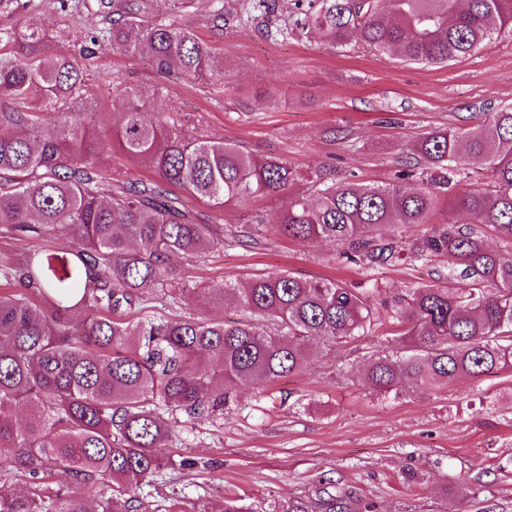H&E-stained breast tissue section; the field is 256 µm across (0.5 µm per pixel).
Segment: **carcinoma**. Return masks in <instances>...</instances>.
I'll list each match as a JSON object with an SVG mask.
<instances>
[{
    "label": "carcinoma",
    "mask_w": 512,
    "mask_h": 512,
    "mask_svg": "<svg viewBox=\"0 0 512 512\" xmlns=\"http://www.w3.org/2000/svg\"><path fill=\"white\" fill-rule=\"evenodd\" d=\"M108 27L80 35L81 51L148 54L166 77L224 82L210 47L174 19H146V4L120 0ZM300 25L344 46L356 37L412 64H446L512 32V0H296ZM25 0H0V224L33 238L67 229L73 245L0 268L22 291L0 294V469L29 478L25 495L0 490V512H95L97 482L112 483L101 512H134L131 492L173 468L162 447L185 421L224 415L229 386L273 383L303 367L311 339L335 350L385 321L402 327L394 346L374 351L363 380L382 394L414 384L439 388L512 368V252L489 248L484 230L512 240V105L487 109L474 127L422 133L398 182L363 185L315 171L312 197L288 195L269 223L284 236L320 240L362 264L448 254V284L369 296L334 279L280 270L244 283L199 289L244 313L232 323L144 313L159 290L179 287L174 261L224 245L216 225L182 213L183 197L213 210L280 194L300 176L197 135L163 112L149 118L138 88L117 92L111 139L152 179L106 168V142L90 122L98 102L75 59L50 51V31L24 20ZM480 161L483 190L457 198L467 219L403 246L379 234L428 223L435 189ZM417 184L407 189L409 183ZM66 474L71 491L45 483Z\"/></svg>",
    "instance_id": "1"
}]
</instances>
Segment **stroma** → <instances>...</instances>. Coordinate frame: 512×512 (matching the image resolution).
I'll return each instance as SVG.
<instances>
[{
	"instance_id": "stroma-1",
	"label": "stroma",
	"mask_w": 512,
	"mask_h": 512,
	"mask_svg": "<svg viewBox=\"0 0 512 512\" xmlns=\"http://www.w3.org/2000/svg\"><path fill=\"white\" fill-rule=\"evenodd\" d=\"M252 0H193L179 14L224 68L223 83L165 78L146 56L105 50L83 61L87 88L103 102L101 134L112 129L115 89L149 96V112L193 120L198 134L221 138L257 155L283 159L301 172L291 192L310 189L307 173L330 171L369 185L391 184L402 157L421 133L474 126L485 108L512 103V34L443 65L407 64L361 41L344 47L295 27V0H277L270 20L243 23ZM223 9L224 23L211 16ZM474 164L453 193L442 194L428 223L402 233L409 241L463 220L452 200L486 188ZM278 195L213 214L186 199L185 214L211 215L224 228L223 246L181 264L188 287L171 308L178 316L231 322L239 309L198 297L204 284L244 282L288 270L306 278H335L363 293L398 292L436 282L448 257L360 266L340 247L290 240L268 223ZM72 243L67 230L45 239L0 224V265L50 246ZM382 327L359 343L331 351L311 342L301 371L272 384L236 386L238 406L222 418L182 423L168 452L180 468L135 491L139 512H222L237 499L244 512H324L343 494L347 512H512V370L441 388H406L399 396L364 386L358 373L373 350L386 347Z\"/></svg>"
}]
</instances>
